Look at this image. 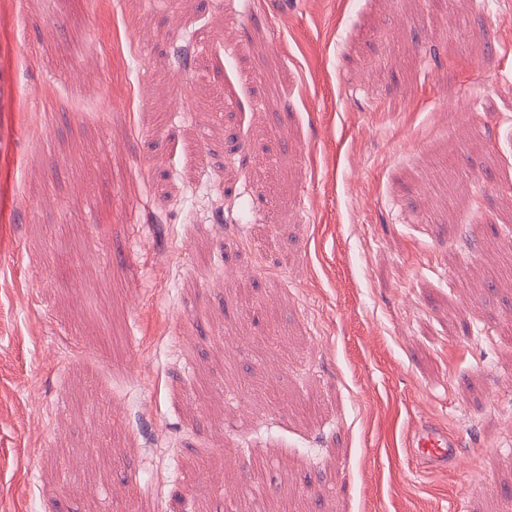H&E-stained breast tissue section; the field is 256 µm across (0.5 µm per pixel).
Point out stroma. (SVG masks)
<instances>
[{
  "mask_svg": "<svg viewBox=\"0 0 512 512\" xmlns=\"http://www.w3.org/2000/svg\"><path fill=\"white\" fill-rule=\"evenodd\" d=\"M201 496L512 512V0H0V512ZM412 448L431 468H444L458 457V442L432 424L422 425L413 435Z\"/></svg>",
  "mask_w": 512,
  "mask_h": 512,
  "instance_id": "obj_1",
  "label": "stroma"
}]
</instances>
